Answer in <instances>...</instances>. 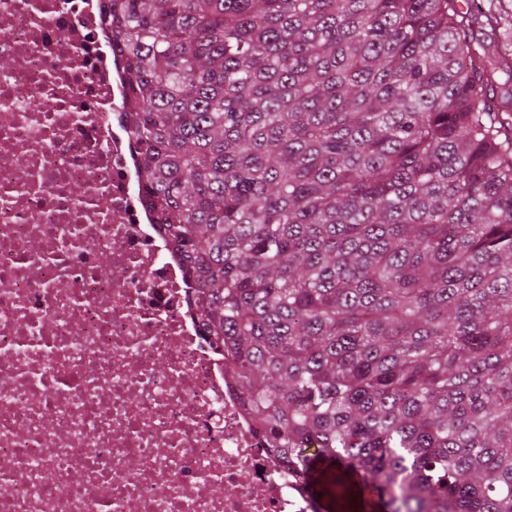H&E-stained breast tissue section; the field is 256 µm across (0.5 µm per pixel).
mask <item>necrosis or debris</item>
I'll return each mask as SVG.
<instances>
[{"mask_svg": "<svg viewBox=\"0 0 512 512\" xmlns=\"http://www.w3.org/2000/svg\"><path fill=\"white\" fill-rule=\"evenodd\" d=\"M108 0H0V512H317L143 198Z\"/></svg>", "mask_w": 512, "mask_h": 512, "instance_id": "1", "label": "necrosis or debris"}]
</instances>
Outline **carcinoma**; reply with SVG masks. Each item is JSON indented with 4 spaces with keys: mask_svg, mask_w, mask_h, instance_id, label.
<instances>
[{
    "mask_svg": "<svg viewBox=\"0 0 512 512\" xmlns=\"http://www.w3.org/2000/svg\"><path fill=\"white\" fill-rule=\"evenodd\" d=\"M144 200L255 434L337 500L512 512V39L457 0H111Z\"/></svg>",
    "mask_w": 512,
    "mask_h": 512,
    "instance_id": "carcinoma-1",
    "label": "carcinoma"
}]
</instances>
